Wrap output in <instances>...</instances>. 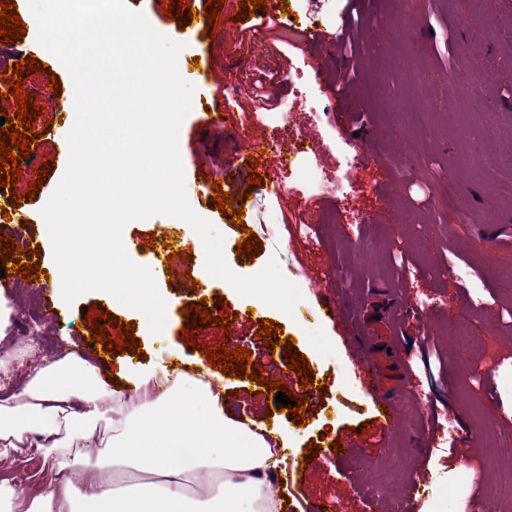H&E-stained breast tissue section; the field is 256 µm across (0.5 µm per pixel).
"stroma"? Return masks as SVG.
<instances>
[{
	"mask_svg": "<svg viewBox=\"0 0 512 512\" xmlns=\"http://www.w3.org/2000/svg\"><path fill=\"white\" fill-rule=\"evenodd\" d=\"M27 26L15 47L22 57H36L48 74L31 73L25 89L44 104L50 125L41 139L44 158L55 168L34 201H22L16 218L26 237L43 247L40 268L57 273L52 244L40 214L63 177L68 159L67 135L75 116L58 113L74 85L66 68L36 42L28 0H13ZM143 13L155 30L180 42V76L195 87L190 113L179 134L188 201L224 237V256L236 273L250 276L277 259L283 274L302 298L292 314L240 296L205 267L198 235L184 220L155 215L128 223L122 234L129 258L148 265V234L167 242L191 244L190 258H177L171 275H155L167 304L161 333H151L146 316L120 305L109 293L91 291L73 303L53 293L41 323L44 335L64 350L76 351L89 337L88 313L107 309L135 324L142 357L116 354L115 363L155 374L172 370L206 372L209 381L230 390L224 409L235 418L271 423L288 435L287 483L273 482V493L285 494V512H310L327 504V512H376L408 500L407 482L419 458H426L430 482L411 501L415 512H470L480 495L491 512L512 504V484L504 460L512 455V422L500 414L512 408V0H366L358 16L346 5L336 16L316 18L320 31L339 34L352 19L355 52L340 53L335 43H307L297 33L228 30L217 26L214 39L184 35L178 19L165 17L164 0H126ZM213 53L209 80L194 64L200 53ZM494 67L492 84L473 88L486 67ZM303 72L316 101L317 113L297 114L295 121L261 114L262 135L269 140L258 170L261 186H253L245 144L211 138L203 115L224 110L233 125L251 118L249 94L254 78L277 76L268 93L284 99L290 92L289 69ZM60 93H52L51 77ZM346 84L334 96L335 84ZM340 112L363 114L359 138L338 125ZM320 167L342 179L338 193H322L307 184V170ZM223 180V189L245 200L243 226L210 207L203 177ZM279 185L281 196L269 193ZM315 222L316 230L300 232L298 219ZM259 237L263 250L254 261L240 259L237 245L247 233ZM206 287L207 299L224 298L235 321L229 331L203 324L195 346L181 339L182 313L195 298L188 281ZM335 304L337 319L324 318L319 307ZM418 312L423 330L407 327L393 338L380 331V319L393 307ZM274 321L294 348L307 356L316 383L325 395L310 394L306 425L292 413H268L267 392L254 390L251 379L230 377L212 368L202 348L230 340L251 351V362L271 381L290 391L300 389L297 373L282 353L266 360L267 345L256 336L261 321ZM468 323V344H461L457 323ZM385 373L386 390L401 415L400 427L378 434L377 405L360 384L356 343ZM11 356L0 373V390L20 391L39 370L29 339L9 334L4 344ZM454 426L460 439L453 450L427 446L428 425ZM326 439L299 479L296 468L309 442ZM348 442L349 454L336 455L334 440ZM382 441L389 452L376 457L368 445ZM17 451L0 455V487L14 492L11 512H26L30 501L64 484L58 466L41 453L18 462ZM482 483L474 485L473 470ZM457 486L456 498L444 490Z\"/></svg>",
	"mask_w": 512,
	"mask_h": 512,
	"instance_id": "obj_1",
	"label": "stroma"
}]
</instances>
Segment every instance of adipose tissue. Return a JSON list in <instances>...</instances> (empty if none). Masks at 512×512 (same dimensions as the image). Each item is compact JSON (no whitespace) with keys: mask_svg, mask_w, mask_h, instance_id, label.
I'll return each instance as SVG.
<instances>
[{"mask_svg":"<svg viewBox=\"0 0 512 512\" xmlns=\"http://www.w3.org/2000/svg\"><path fill=\"white\" fill-rule=\"evenodd\" d=\"M133 379L138 403L129 409L77 355L41 368L20 392L0 399V447L41 448L63 466L72 449L100 438L131 482L119 494L97 472L74 471L87 512H281L282 500L269 491L279 453L262 430L225 414L220 392L200 385L193 401L175 407L181 381L160 392L148 373ZM188 446L200 449V468L223 476L222 492L192 493L167 455Z\"/></svg>","mask_w":512,"mask_h":512,"instance_id":"ef3b65f1","label":"adipose tissue"}]
</instances>
